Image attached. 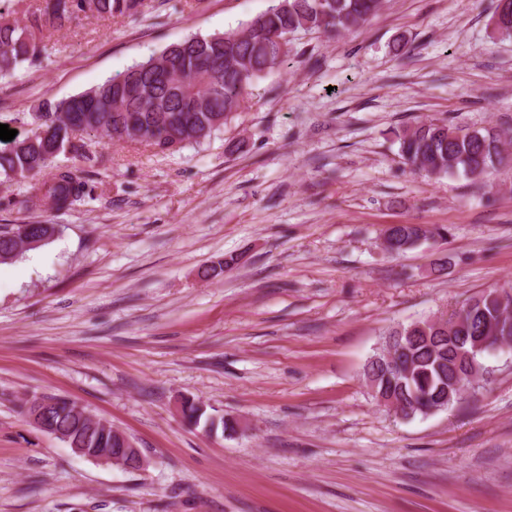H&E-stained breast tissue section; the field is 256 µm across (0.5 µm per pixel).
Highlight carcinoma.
Masks as SVG:
<instances>
[{
    "mask_svg": "<svg viewBox=\"0 0 512 512\" xmlns=\"http://www.w3.org/2000/svg\"><path fill=\"white\" fill-rule=\"evenodd\" d=\"M142 6L143 0H44L20 23L10 18L11 0H0V78L42 55L48 32L70 26L79 15L110 19L134 14ZM383 6L384 0H271L263 13L236 30L171 44L94 88L44 105L41 126L54 128V134L45 139L37 132L0 149V177L27 179L43 173L28 202L36 206L47 200L58 210L69 209L82 198L83 184L71 168L52 162L61 153L84 155L85 143L75 140L77 135L99 134L112 143L144 145L161 153L197 144L224 129L232 114L245 107L248 89L268 69L288 64L289 54L279 52L288 35L298 30L336 35L355 31ZM459 130L436 119L407 126L396 134L399 156L412 172L427 178L461 173L474 182H486L503 164L512 163L508 132L476 129L467 140L458 137ZM54 232L52 224H30L26 238L43 244ZM446 233L444 227L431 232L419 224H392L384 230L392 242L391 255ZM23 251L14 230H0V263ZM506 288L512 291L509 284L472 297L475 304L464 330L468 341L462 347L435 329L429 317L389 330V336L401 335L394 359L389 362L379 352L364 367L376 382L373 397L399 402L408 418L459 403L453 384L456 373L467 370L459 351H473L486 335L500 311L498 292ZM52 399L47 422L68 447L95 448L103 454L118 447L112 427L76 411L67 398Z\"/></svg>",
    "mask_w": 512,
    "mask_h": 512,
    "instance_id": "carcinoma-1",
    "label": "carcinoma"
}]
</instances>
